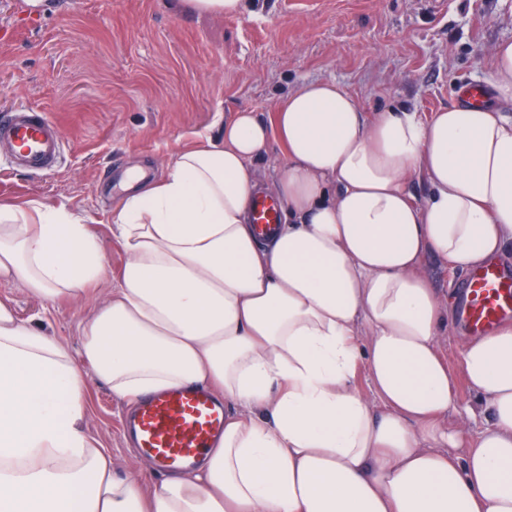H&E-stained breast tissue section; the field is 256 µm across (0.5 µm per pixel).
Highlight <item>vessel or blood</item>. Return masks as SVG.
Listing matches in <instances>:
<instances>
[{"label":"vessel or blood","instance_id":"vessel-or-blood-1","mask_svg":"<svg viewBox=\"0 0 512 512\" xmlns=\"http://www.w3.org/2000/svg\"><path fill=\"white\" fill-rule=\"evenodd\" d=\"M0 140L14 162L29 171L54 168L62 151L56 124L45 112L20 107L0 115ZM512 317V275L488 265L470 273L461 319L471 333L489 331ZM140 452L162 470L195 467L224 431V404L201 389H173L143 400L128 423Z\"/></svg>","mask_w":512,"mask_h":512}]
</instances>
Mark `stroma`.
Listing matches in <instances>:
<instances>
[{"mask_svg": "<svg viewBox=\"0 0 512 512\" xmlns=\"http://www.w3.org/2000/svg\"><path fill=\"white\" fill-rule=\"evenodd\" d=\"M512 41V0H246L244 12L200 15L184 0H0V111L47 112L65 140L58 167L33 175L0 144V204L38 200L73 212L99 241L111 277L47 302L0 282L19 319L79 354L78 326L118 283L126 255L112 234L121 179L159 178L179 153L217 136L218 113L273 116L297 84L333 80L364 111L401 104L428 115L483 84L490 54ZM86 428L121 476L157 482L125 441L126 401L89 380Z\"/></svg>", "mask_w": 512, "mask_h": 512, "instance_id": "obj_1", "label": "stroma"}]
</instances>
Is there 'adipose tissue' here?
Instances as JSON below:
<instances>
[{
    "label": "adipose tissue",
    "mask_w": 512,
    "mask_h": 512,
    "mask_svg": "<svg viewBox=\"0 0 512 512\" xmlns=\"http://www.w3.org/2000/svg\"><path fill=\"white\" fill-rule=\"evenodd\" d=\"M491 59L476 108L367 112L303 82L160 179L128 171L112 211L127 260L78 328L80 358L0 298V512H512V323L463 337L454 378L439 345L453 308L423 267L512 258V41ZM274 139L288 161L269 182L254 163ZM110 276L78 216L0 206V280L51 302ZM92 378L130 401L202 386L237 410L194 472L146 488L84 429ZM460 379L492 424L451 457Z\"/></svg>",
    "instance_id": "obj_1"
}]
</instances>
